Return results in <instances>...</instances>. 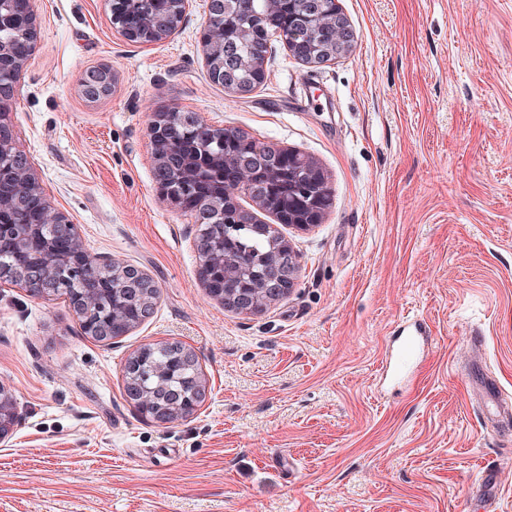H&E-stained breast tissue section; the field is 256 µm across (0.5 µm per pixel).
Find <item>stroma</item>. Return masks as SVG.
<instances>
[{"mask_svg": "<svg viewBox=\"0 0 512 512\" xmlns=\"http://www.w3.org/2000/svg\"><path fill=\"white\" fill-rule=\"evenodd\" d=\"M352 48L318 66L276 45L249 95L203 54L206 0L133 43L107 0H33L15 144L86 251L147 273L150 318L82 335L63 298L0 284V383L24 413L0 444V512H512V0H338ZM115 74L95 102L91 67ZM293 148L328 176L308 231L280 226L297 284L259 315L200 286L189 213L153 180L154 112ZM430 331L412 378L380 369L399 327ZM197 356L209 395L159 426L124 394L146 343ZM497 465L496 485L482 483ZM173 1H175L173 4L176 5L177 8L174 9L173 15L170 17L169 21L165 23L164 26L152 30L150 35L151 42L162 41L179 32L189 7V0Z\"/></svg>", "mask_w": 512, "mask_h": 512, "instance_id": "stroma-1", "label": "stroma"}]
</instances>
